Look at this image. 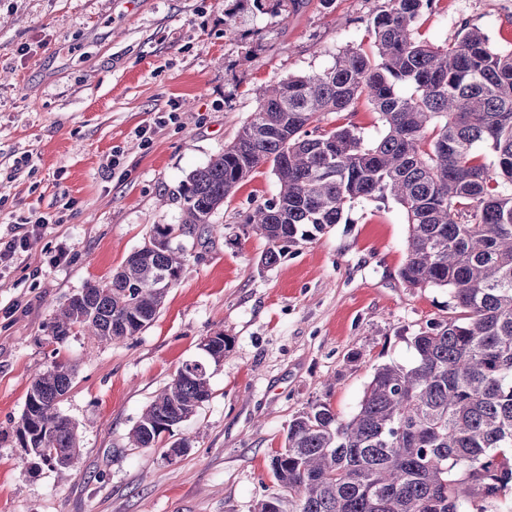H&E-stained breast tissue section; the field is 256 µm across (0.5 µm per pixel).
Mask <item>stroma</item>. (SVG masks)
Returning <instances> with one entry per match:
<instances>
[{
  "label": "stroma",
  "mask_w": 512,
  "mask_h": 512,
  "mask_svg": "<svg viewBox=\"0 0 512 512\" xmlns=\"http://www.w3.org/2000/svg\"><path fill=\"white\" fill-rule=\"evenodd\" d=\"M383 0H305L264 13L253 0H0V237L43 216L25 260L0 271V512H252L278 495L271 459L290 421L327 402L358 409L375 365L412 364L411 338L450 316L447 289L406 287L407 215L366 200L269 267L240 220L278 191L259 166L213 217L142 334L60 347L45 325L86 283L111 277L156 224L181 219L187 175L222 153L262 90L369 45ZM512 49V0H441L419 41L461 21ZM152 129L150 139L141 129ZM224 333L211 397L152 448L128 433L205 337ZM75 368L60 404L81 458L68 477L33 470L15 429L52 361ZM180 456L167 450L178 440Z\"/></svg>",
  "instance_id": "1"
}]
</instances>
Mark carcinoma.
<instances>
[{
  "label": "carcinoma",
  "mask_w": 512,
  "mask_h": 512,
  "mask_svg": "<svg viewBox=\"0 0 512 512\" xmlns=\"http://www.w3.org/2000/svg\"><path fill=\"white\" fill-rule=\"evenodd\" d=\"M438 2L385 0L369 47L266 88L224 152L183 181L180 223L153 225L137 255L46 326L59 346L76 330L105 343L146 330L184 272L183 241L262 164L279 190L242 224L268 242L264 266L356 201L398 203L409 224L400 279L448 289L452 316L413 336L415 364L375 367L350 418L326 403L293 418L271 462L282 494L254 512H493L512 496V50L465 21L452 42L417 40ZM362 101L381 117L380 138L364 141L353 124L323 128L325 115ZM229 348L216 334L209 364ZM74 374L59 360L37 374L16 427L27 456L61 474L81 452L78 425L59 409ZM209 379L182 364L130 430L131 446L151 448L194 417Z\"/></svg>",
  "instance_id": "obj_1"
}]
</instances>
